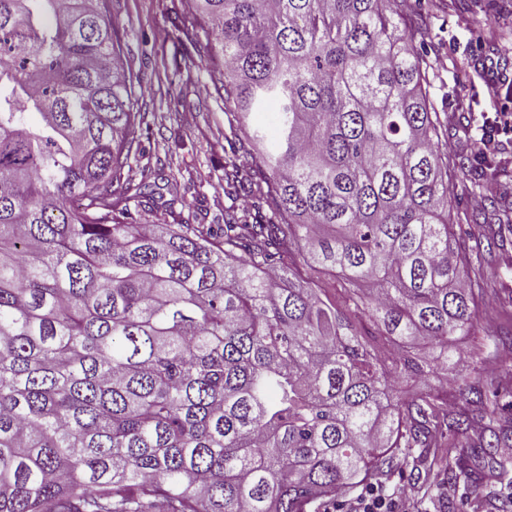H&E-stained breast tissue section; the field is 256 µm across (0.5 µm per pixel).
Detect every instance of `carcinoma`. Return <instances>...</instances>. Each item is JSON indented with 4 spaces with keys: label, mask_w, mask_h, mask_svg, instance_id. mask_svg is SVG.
Masks as SVG:
<instances>
[{
    "label": "carcinoma",
    "mask_w": 512,
    "mask_h": 512,
    "mask_svg": "<svg viewBox=\"0 0 512 512\" xmlns=\"http://www.w3.org/2000/svg\"><path fill=\"white\" fill-rule=\"evenodd\" d=\"M186 2L226 116L279 103L224 163L265 221L135 223L108 0H0V512H306L442 425L392 374L448 368L482 279L404 0Z\"/></svg>",
    "instance_id": "cac0c4a2"
}]
</instances>
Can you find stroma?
<instances>
[{
  "mask_svg": "<svg viewBox=\"0 0 512 512\" xmlns=\"http://www.w3.org/2000/svg\"><path fill=\"white\" fill-rule=\"evenodd\" d=\"M407 11L418 19L412 41L426 63V90L437 112L447 113L451 134L449 154L476 156L486 118L512 109V88L493 96L487 86L486 63L493 62L512 85V0H406ZM109 17L124 50V62L140 82L135 87L144 119L134 134L143 157L132 161L130 174L154 189L153 208L130 203L140 224H220L231 210L252 221L257 205L247 194L224 193V162L236 155L224 115V90L218 66L194 43L195 29L185 0H109ZM466 100L467 113L455 112ZM457 203L453 223L465 225L471 237L482 226L466 224L472 197L486 196L489 183L479 164L455 171ZM179 190L171 203L170 186ZM484 289L475 314L472 336L459 344L448 366L437 402L449 415L467 413L473 425L467 442L468 463L480 471V485L448 487L447 475L460 461L448 450L447 436L433 439L424 465L410 471L403 461L369 479L399 498L417 500L421 512H512V485L499 482L482 448L488 428L512 435V345L486 346V336L512 330V245L482 259ZM484 386L485 409L465 403V385Z\"/></svg>",
  "mask_w": 512,
  "mask_h": 512,
  "instance_id": "1",
  "label": "stroma"
}]
</instances>
